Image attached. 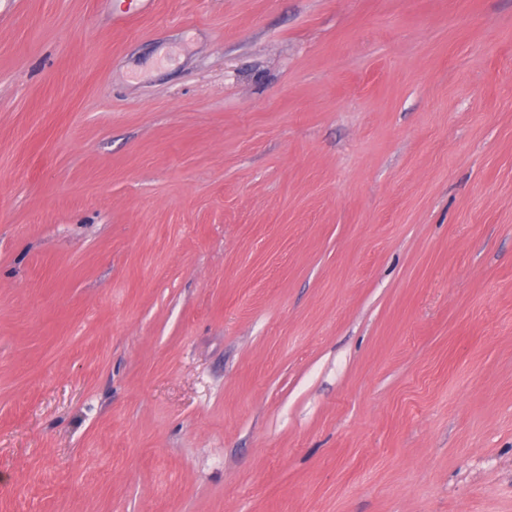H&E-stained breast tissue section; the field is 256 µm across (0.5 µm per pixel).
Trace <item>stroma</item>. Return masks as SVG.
<instances>
[{
	"mask_svg": "<svg viewBox=\"0 0 512 512\" xmlns=\"http://www.w3.org/2000/svg\"><path fill=\"white\" fill-rule=\"evenodd\" d=\"M0 0V512H512V0Z\"/></svg>",
	"mask_w": 512,
	"mask_h": 512,
	"instance_id": "obj_1",
	"label": "stroma"
}]
</instances>
